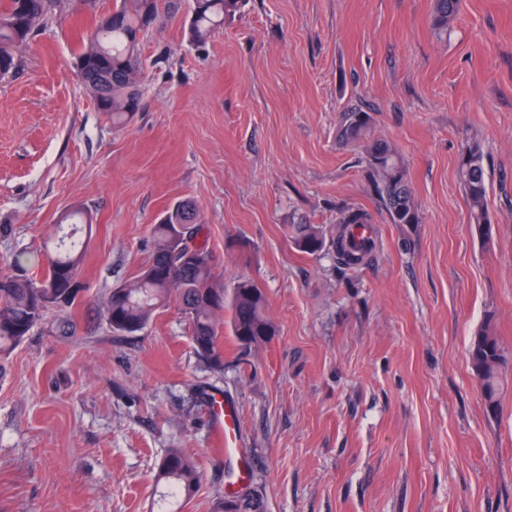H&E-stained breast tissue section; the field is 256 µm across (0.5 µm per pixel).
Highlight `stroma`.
<instances>
[{"label":"stroma","mask_w":512,"mask_h":512,"mask_svg":"<svg viewBox=\"0 0 512 512\" xmlns=\"http://www.w3.org/2000/svg\"><path fill=\"white\" fill-rule=\"evenodd\" d=\"M432 0H248L204 49L176 18L142 51L164 63L117 131L72 56L94 16L58 12L0 79V275L41 274L73 206L94 217L74 333L33 328L0 359V512H151L156 464L193 453L211 512L229 467L208 446L206 391L239 410V450L264 512H512V375L487 415L468 349L485 320L512 353V0H462L447 37ZM362 110L399 152L422 217L390 223L363 154L337 137ZM478 142L491 235L469 224L457 175ZM200 209L225 288L253 279L276 334L217 373L176 306L113 333L102 301L145 266L152 226ZM374 219L373 260L292 243L305 218L326 239L336 207Z\"/></svg>","instance_id":"35a3bbf8"}]
</instances>
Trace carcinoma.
<instances>
[{"label":"carcinoma","instance_id":"obj_1","mask_svg":"<svg viewBox=\"0 0 512 512\" xmlns=\"http://www.w3.org/2000/svg\"><path fill=\"white\" fill-rule=\"evenodd\" d=\"M95 11L99 0H0V77L21 67L17 50L33 42L65 4ZM244 0H192L184 28L188 44L207 45L224 19L239 12ZM181 8V0H115L112 11L102 15L76 53L74 69L86 93L121 130L140 111L148 65L140 40L143 32ZM461 0H433L431 23L439 34L448 32L459 18ZM338 139L364 151L367 178L379 205L390 223L411 227L421 223L418 205L406 169L395 148L374 137L372 118L366 112H344L339 119ZM458 176L469 206L470 224L480 234L491 227L488 207L487 173L477 145L462 149ZM336 223L342 231L332 241L336 263L343 270L356 271L368 263L373 243L355 231L373 223L370 212L359 207L338 208ZM185 225L184 238L175 240L177 226ZM293 244L302 252L317 255L326 241L314 224L291 225ZM46 267L40 277L27 273L0 276V357L22 343L30 331L49 313H54L55 330L71 334L69 311L79 297L78 272L83 264L85 243L50 238L45 244ZM177 304L196 354L211 369L224 371V311L230 312V329L243 349L260 345L275 335L268 316L264 290L252 279L239 278L231 294L217 274L213 255L198 218V207L183 200L165 211L153 226V253L149 262L129 281L110 290L104 302V316L114 333L143 331L156 312ZM470 365L479 380L485 408L495 415L500 409V393L512 359L502 348L491 323L474 335ZM201 474L194 458L182 448H170L157 465L155 483L165 486L162 497L183 512L198 491ZM214 512H262L261 498L250 490L236 492L216 502Z\"/></svg>","mask_w":512,"mask_h":512}]
</instances>
